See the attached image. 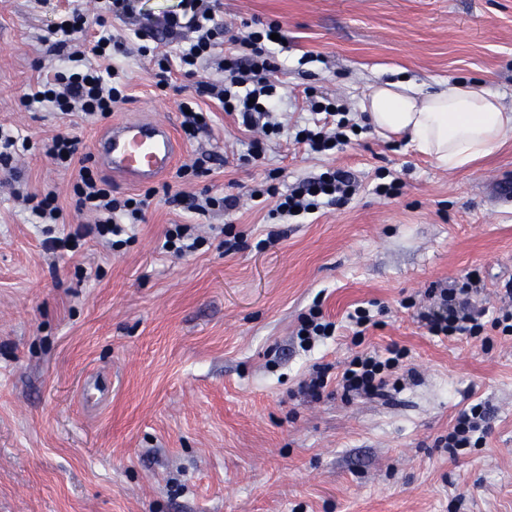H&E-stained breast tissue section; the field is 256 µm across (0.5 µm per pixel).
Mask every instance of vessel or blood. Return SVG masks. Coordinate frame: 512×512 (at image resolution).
Segmentation results:
<instances>
[{
    "label": "vessel or blood",
    "mask_w": 512,
    "mask_h": 512,
    "mask_svg": "<svg viewBox=\"0 0 512 512\" xmlns=\"http://www.w3.org/2000/svg\"><path fill=\"white\" fill-rule=\"evenodd\" d=\"M95 154L102 167L127 184L150 183L166 174L181 146L164 121H120L97 137Z\"/></svg>",
    "instance_id": "1"
}]
</instances>
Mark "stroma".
Segmentation results:
<instances>
[{"label":"stroma","instance_id":"stroma-1","mask_svg":"<svg viewBox=\"0 0 512 512\" xmlns=\"http://www.w3.org/2000/svg\"><path fill=\"white\" fill-rule=\"evenodd\" d=\"M76 7L92 4L0 0V128L30 142L0 167V512H512V336L442 340L402 305L475 271L497 308L512 279V134L458 172L369 126L327 156L271 140L259 165L246 158L250 132L203 98L210 128L181 139L132 239L49 250L47 236L92 218L75 212L76 171L46 156L48 139H79L93 167L111 123L181 122L177 94L156 88L153 57L134 43L119 59L131 98L110 117L20 106L53 63L40 35ZM219 10L234 27L282 26L273 78L292 125L309 91L344 100L362 122L369 86L404 76L426 91L464 82L512 106V0H219ZM329 167L360 185L343 206L282 220L273 200L248 197L269 170L285 187ZM394 178L397 196L375 193ZM17 185L55 191L62 223H41ZM166 185L241 203L193 214L166 202ZM174 224L197 225L198 250H163ZM316 303L340 324L368 307L376 325L360 342L339 335L303 351L299 318ZM394 343L418 373L402 390L301 393L313 366L338 370ZM474 401L493 413L483 446L438 447Z\"/></svg>","mask_w":512,"mask_h":512}]
</instances>
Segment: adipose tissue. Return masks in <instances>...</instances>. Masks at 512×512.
<instances>
[{"instance_id": "1", "label": "adipose tissue", "mask_w": 512, "mask_h": 512, "mask_svg": "<svg viewBox=\"0 0 512 512\" xmlns=\"http://www.w3.org/2000/svg\"><path fill=\"white\" fill-rule=\"evenodd\" d=\"M362 109L376 133L409 138L417 151L449 170L469 168L512 133V108L462 82L432 92L408 81L380 82Z\"/></svg>"}]
</instances>
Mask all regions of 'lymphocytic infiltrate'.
<instances>
[{"label": "lymphocytic infiltrate", "instance_id": "1", "mask_svg": "<svg viewBox=\"0 0 512 512\" xmlns=\"http://www.w3.org/2000/svg\"><path fill=\"white\" fill-rule=\"evenodd\" d=\"M139 0H94L93 14L72 11L65 24L50 29L49 54L59 64L43 79L28 86L20 97L24 108L49 107L61 113L79 112L88 117H104L128 101L124 71L116 64L126 48L107 27V15L140 16ZM279 24L259 28L243 25L231 31L218 20L214 0H177L161 18L137 31L141 40L177 44L176 53H155V78L158 88L171 85L173 75L192 80L195 93L217 100L239 115L242 124L255 136L248 152L253 162L265 157L266 142L283 136L323 153L346 142L354 130L345 108L328 98L310 97L309 116L304 124L285 125L279 119L282 97L272 79L277 68L273 47ZM216 66L219 80L201 79L207 66ZM356 181L348 172L329 169L319 175L295 181L286 190L273 185L262 188V195L275 198L274 212L282 217L307 214L345 205L356 191ZM75 210L93 215L94 223L81 225L77 233L56 239L55 247L65 248L77 235L100 237L126 235L143 221L152 204V193L114 196L112 186L86 165L80 166L73 184ZM478 278L429 293V302L416 310V317L430 335L449 339L480 336L485 325H493L502 335H512V305L490 313L479 298ZM407 352L398 345L385 352L363 351L345 362L336 380L344 397L385 395L387 387H399L404 377L413 376L407 368ZM491 411L475 403L461 410L445 437L446 447L462 451L479 446L489 430Z\"/></svg>", "mask_w": 512, "mask_h": 512}]
</instances>
